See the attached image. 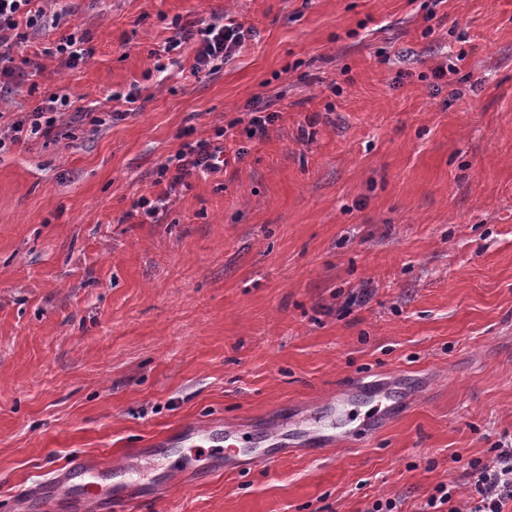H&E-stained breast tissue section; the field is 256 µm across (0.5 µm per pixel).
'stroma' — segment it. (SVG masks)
<instances>
[{
	"label": "stroma",
	"instance_id": "35a3bbf8",
	"mask_svg": "<svg viewBox=\"0 0 512 512\" xmlns=\"http://www.w3.org/2000/svg\"><path fill=\"white\" fill-rule=\"evenodd\" d=\"M62 5L69 24L13 53L0 133L52 96L119 118L0 152V512H47L78 456L111 487L115 454L216 419L268 465L228 475L171 445L138 479L149 512H419L489 459L512 433V0ZM221 17L252 34L192 75L171 23ZM69 32L90 59L42 55ZM256 97L279 118L250 139ZM228 126L223 173L168 191L160 165ZM143 195L156 218L131 215ZM353 379L322 430L388 382L403 414L277 458L269 426L288 414L302 438Z\"/></svg>",
	"mask_w": 512,
	"mask_h": 512
}]
</instances>
